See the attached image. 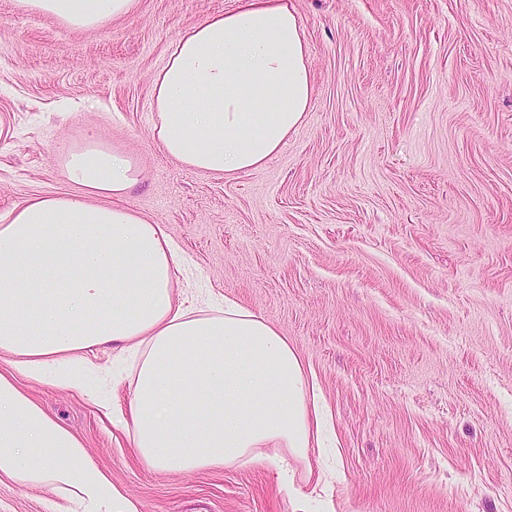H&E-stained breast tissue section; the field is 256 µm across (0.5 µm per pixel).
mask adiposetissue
Listing matches in <instances>:
<instances>
[{
	"mask_svg": "<svg viewBox=\"0 0 512 512\" xmlns=\"http://www.w3.org/2000/svg\"><path fill=\"white\" fill-rule=\"evenodd\" d=\"M138 0H16L76 30L131 15ZM294 0H239L184 30L156 75L162 150L184 167L233 177L262 167L313 96ZM61 167L76 196H36L0 225V353L31 379L87 391L72 360L93 348L140 349L127 411L139 459L172 473L266 462V449L308 458L320 447L315 384L287 336L228 300L211 315L175 302L179 254L161 225L126 207L141 170L88 135ZM45 484L81 512H133L81 441L0 373V477Z\"/></svg>",
	"mask_w": 512,
	"mask_h": 512,
	"instance_id": "1",
	"label": "adipose tissue"
}]
</instances>
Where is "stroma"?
Here are the masks:
<instances>
[{"label": "stroma", "instance_id": "35a3bbf8", "mask_svg": "<svg viewBox=\"0 0 512 512\" xmlns=\"http://www.w3.org/2000/svg\"><path fill=\"white\" fill-rule=\"evenodd\" d=\"M314 94L256 170L188 169L155 135L180 32L237 0H139L74 30L0 0V220L69 195L59 159L97 134L138 162L125 203L190 263L177 301L235 300L283 331L336 430L337 475L270 463L156 471L74 389L17 381L137 512H512V0H294ZM127 407L133 353L89 355ZM0 480V512H52Z\"/></svg>", "mask_w": 512, "mask_h": 512}]
</instances>
